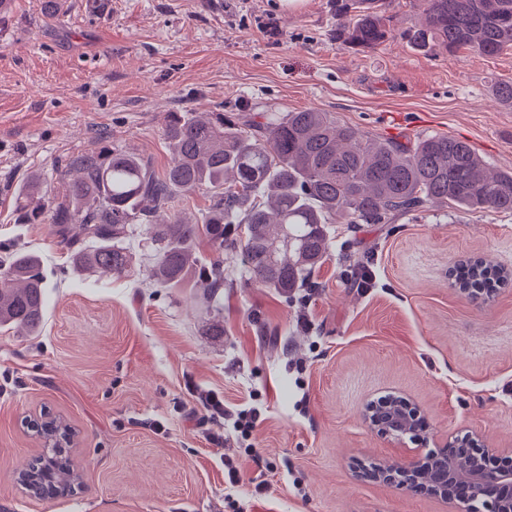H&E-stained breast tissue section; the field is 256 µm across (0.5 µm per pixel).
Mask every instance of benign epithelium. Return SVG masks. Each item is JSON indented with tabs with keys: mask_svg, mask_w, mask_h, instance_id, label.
I'll list each match as a JSON object with an SVG mask.
<instances>
[{
	"mask_svg": "<svg viewBox=\"0 0 512 512\" xmlns=\"http://www.w3.org/2000/svg\"><path fill=\"white\" fill-rule=\"evenodd\" d=\"M452 448L454 443L448 442L436 451L430 450L424 455L416 453L406 465H385L372 476V480L396 484L408 490L417 474L432 465L439 451L448 454V462L442 472L443 483L430 487V494L450 505L451 512H512V469L494 470L485 464L486 458L499 449L475 448L472 456L460 459L450 453ZM462 479L470 486L469 499L455 492Z\"/></svg>",
	"mask_w": 512,
	"mask_h": 512,
	"instance_id": "1",
	"label": "benign epithelium"
}]
</instances>
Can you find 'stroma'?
Returning <instances> with one entry per match:
<instances>
[{
    "label": "stroma",
    "instance_id": "35a3bbf8",
    "mask_svg": "<svg viewBox=\"0 0 512 512\" xmlns=\"http://www.w3.org/2000/svg\"><path fill=\"white\" fill-rule=\"evenodd\" d=\"M0 24V264L38 254L47 282L40 335L0 330V512H448L438 498L357 478L359 464H404L478 434L512 461V284L490 299L448 272L483 257L512 271V214L451 205L389 224L329 225L311 285L287 299L227 267L224 333L212 336L193 284L158 287L135 244L116 278L74 268L48 224H24L31 174L58 170L100 140L163 171L170 112L314 109L373 140L448 135L512 170V51L414 50L400 36L354 54L332 36V0H15ZM369 267L373 287L353 276ZM260 409L245 451L202 399ZM396 394L429 428L418 440L373 432L364 405ZM74 432L81 487L24 494L15 475L44 453L26 421ZM240 469L224 488V459ZM266 496H253L257 483Z\"/></svg>",
    "mask_w": 512,
    "mask_h": 512
}]
</instances>
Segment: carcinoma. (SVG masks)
<instances>
[{
  "mask_svg": "<svg viewBox=\"0 0 512 512\" xmlns=\"http://www.w3.org/2000/svg\"><path fill=\"white\" fill-rule=\"evenodd\" d=\"M417 21L400 36L435 53L470 50L485 56L512 51V0H409ZM336 40L355 53L392 36L387 0H335ZM164 136L172 154L155 172L136 153L103 141L59 174L61 192H42L33 176L18 200L26 224H52L72 263L120 277L131 260L127 241L144 236L154 253L151 276L165 287L188 278L200 285L208 331L224 335L219 299L224 259L253 281L287 298L309 285L324 261L326 225L390 224L399 215L451 203L470 210L512 213V171L492 173L472 146L432 135L406 143L376 142L326 112H171ZM203 191L208 207L192 222L158 218L178 196ZM207 240L215 254L200 266ZM456 286L490 296L509 273L482 257L452 269ZM46 283L42 259L17 252L0 271V326L29 336L41 332ZM385 427L401 429L392 404L376 411ZM73 466L62 450L24 472L28 488L47 498L72 492Z\"/></svg>",
  "mask_w": 512,
  "mask_h": 512,
  "instance_id": "carcinoma-1",
  "label": "carcinoma"
}]
</instances>
